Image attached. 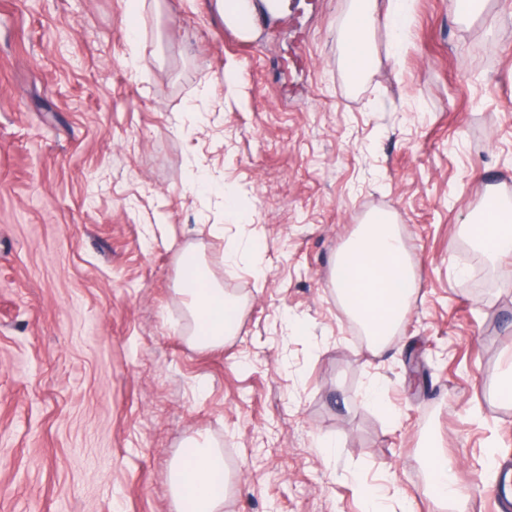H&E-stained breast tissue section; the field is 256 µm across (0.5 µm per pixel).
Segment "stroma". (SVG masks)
<instances>
[{
	"instance_id": "1",
	"label": "stroma",
	"mask_w": 512,
	"mask_h": 512,
	"mask_svg": "<svg viewBox=\"0 0 512 512\" xmlns=\"http://www.w3.org/2000/svg\"><path fill=\"white\" fill-rule=\"evenodd\" d=\"M409 8L354 83L347 0H286L252 38L219 0H0V512H176L200 436L224 512H432V446L469 512H496L512 255L460 226L487 192L512 201V0L467 24ZM377 213L415 292L375 356L330 275ZM189 247L245 305L219 349L186 341Z\"/></svg>"
}]
</instances>
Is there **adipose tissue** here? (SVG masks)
<instances>
[{
	"label": "adipose tissue",
	"mask_w": 512,
	"mask_h": 512,
	"mask_svg": "<svg viewBox=\"0 0 512 512\" xmlns=\"http://www.w3.org/2000/svg\"><path fill=\"white\" fill-rule=\"evenodd\" d=\"M385 20L394 41H401L409 20L403 8L378 14V0H349L348 19L339 34L343 65L352 81H359L373 64L372 33ZM465 232H476L490 256L512 254V203L475 214ZM188 274L181 293L194 327L189 343L200 349L223 347L241 318L240 302L207 277L194 251L182 253ZM414 273L396 224L384 215L360 225L355 236L336 254L332 286L347 313L361 327L371 353L385 351L397 335L414 295ZM192 452L173 470L176 503H190L194 512H223L224 456L213 446L191 441ZM427 494L438 512H466V500L454 478V463L439 449L426 452Z\"/></svg>",
	"instance_id": "adipose-tissue-1"
}]
</instances>
